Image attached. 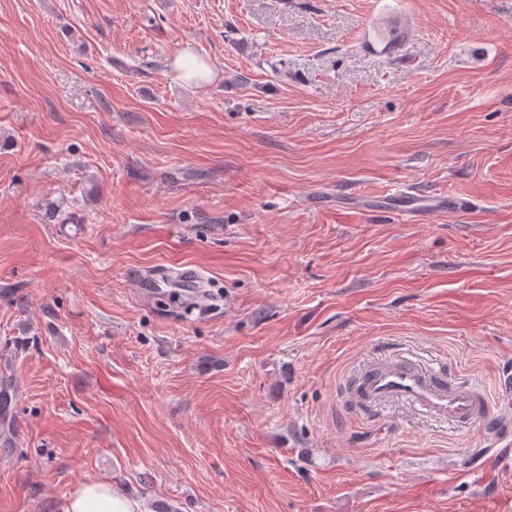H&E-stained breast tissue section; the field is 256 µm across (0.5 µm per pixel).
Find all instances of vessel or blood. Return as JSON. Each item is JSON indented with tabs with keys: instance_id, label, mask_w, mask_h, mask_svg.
<instances>
[{
	"instance_id": "1",
	"label": "vessel or blood",
	"mask_w": 512,
	"mask_h": 512,
	"mask_svg": "<svg viewBox=\"0 0 512 512\" xmlns=\"http://www.w3.org/2000/svg\"><path fill=\"white\" fill-rule=\"evenodd\" d=\"M398 201L399 214L408 223L432 211H461L467 207L459 198L422 196L409 189L399 193ZM346 392L353 408L367 417L376 415L382 407L406 404L434 418L468 426L488 417L494 405L512 406V394L491 402L484 391L465 378H449L446 368L428 370L400 356L356 374Z\"/></svg>"
}]
</instances>
